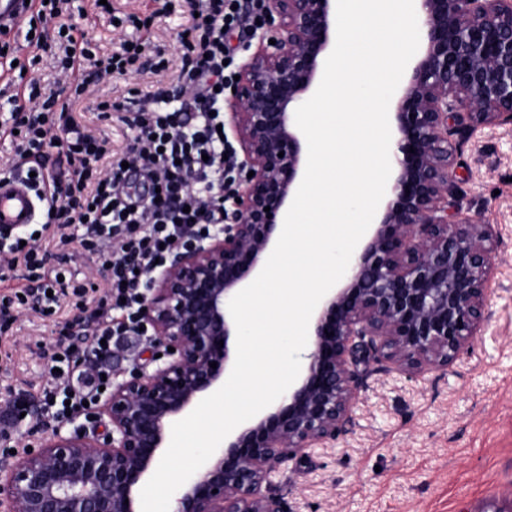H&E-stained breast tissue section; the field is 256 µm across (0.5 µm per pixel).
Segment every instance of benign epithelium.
<instances>
[{
  "instance_id": "benign-epithelium-1",
  "label": "benign epithelium",
  "mask_w": 512,
  "mask_h": 512,
  "mask_svg": "<svg viewBox=\"0 0 512 512\" xmlns=\"http://www.w3.org/2000/svg\"><path fill=\"white\" fill-rule=\"evenodd\" d=\"M266 14L273 43L241 66L227 98L240 202L150 274L142 317L162 363L112 386L97 410L106 434L57 426L38 447L1 455L0 512H139L172 424L227 380L228 304L261 272L303 178L295 110L336 36V0H267ZM418 26L420 52L394 101L395 172L370 238L316 306L298 378L224 439L175 492L174 512H288L272 474L346 431L369 368L443 374L484 330L496 232L457 205L456 167L477 128L512 126V0H423Z\"/></svg>"
}]
</instances>
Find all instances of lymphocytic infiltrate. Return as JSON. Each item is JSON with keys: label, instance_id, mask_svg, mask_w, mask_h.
I'll return each instance as SVG.
<instances>
[{"label": "lymphocytic infiltrate", "instance_id": "1", "mask_svg": "<svg viewBox=\"0 0 512 512\" xmlns=\"http://www.w3.org/2000/svg\"><path fill=\"white\" fill-rule=\"evenodd\" d=\"M193 16L186 35L177 94L160 90L122 101H103L100 112H115L131 133L121 157H113L105 141L85 131L75 114L82 100L98 85L117 76H134L151 69L163 71L168 62L149 42L136 38L118 50L102 53L87 35L58 34L57 90L48 91L37 76L20 74L27 97L10 95L15 151L21 156L65 157L66 172L46 176L36 168L31 188L53 185L46 223L80 229L84 250L108 265V289L93 319L96 326L85 348L99 360L112 356L120 336L139 332L141 298L156 261H167L187 234L201 235L224 221V184L236 178L232 145L220 137L224 122L222 86L231 78L236 60L225 42L227 30L242 21H256L266 11L265 0H183ZM143 172L150 182L138 195L130 173ZM10 252L22 253L26 279L41 310L51 309L45 257L34 243L13 242ZM19 297V304H26ZM14 301H0L10 308ZM83 346L67 343L51 355L53 371L44 390L45 409L53 418L80 414L95 403L103 386L95 378L89 390L73 389L70 364Z\"/></svg>", "mask_w": 512, "mask_h": 512}]
</instances>
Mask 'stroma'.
<instances>
[{
  "label": "stroma",
  "mask_w": 512,
  "mask_h": 512,
  "mask_svg": "<svg viewBox=\"0 0 512 512\" xmlns=\"http://www.w3.org/2000/svg\"><path fill=\"white\" fill-rule=\"evenodd\" d=\"M66 24L93 37L100 51L118 50L134 36L97 15L90 0H73ZM190 25L180 4L156 18L149 36L170 61L165 75L116 78L87 100L79 119L113 152L127 144L116 118L97 110L136 92L175 84L181 47L178 32ZM463 209L499 232L497 268L481 336L443 374L374 371L353 408L349 430L336 441L306 449L273 475V489L288 512H512V127L478 129L463 146L456 169ZM48 272L88 285L86 311L104 297L107 275L101 259L85 251L74 228L49 229L40 241ZM67 288H60L53 314L25 305L12 328L0 334V407L13 394L41 400L49 380L46 355L62 327L76 315ZM148 337L118 342L112 359L99 365L88 352L77 356L69 378L92 382L100 368L121 381L136 365H148Z\"/></svg>",
  "instance_id": "1"
}]
</instances>
